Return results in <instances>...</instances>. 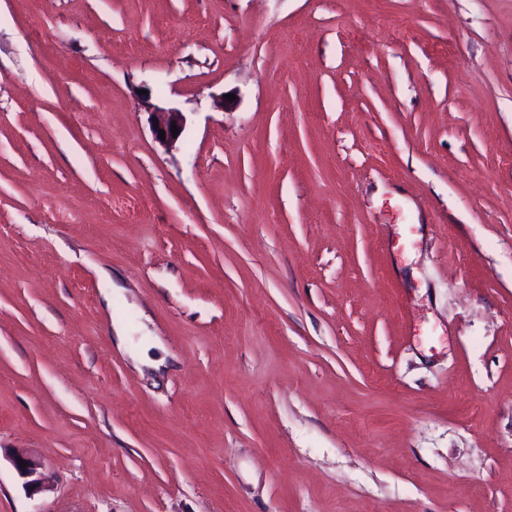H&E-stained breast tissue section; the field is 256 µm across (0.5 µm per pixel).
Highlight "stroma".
<instances>
[{"label":"stroma","instance_id":"35a3bbf8","mask_svg":"<svg viewBox=\"0 0 512 512\" xmlns=\"http://www.w3.org/2000/svg\"><path fill=\"white\" fill-rule=\"evenodd\" d=\"M0 512H512V0H0ZM152 113L157 116V119L152 125V132L156 141L166 149L174 147L179 141L185 127L183 112H179L177 109H162ZM155 122H158V128H154ZM173 124H176L177 128H179V133L176 137H172L171 125ZM160 130L165 131V141H162L159 137ZM20 461L26 464V467H20ZM14 467L18 475L25 479V488L28 492H38L42 485L41 472L42 467L40 462L29 459L27 457L19 456L13 460Z\"/></svg>","mask_w":512,"mask_h":512}]
</instances>
